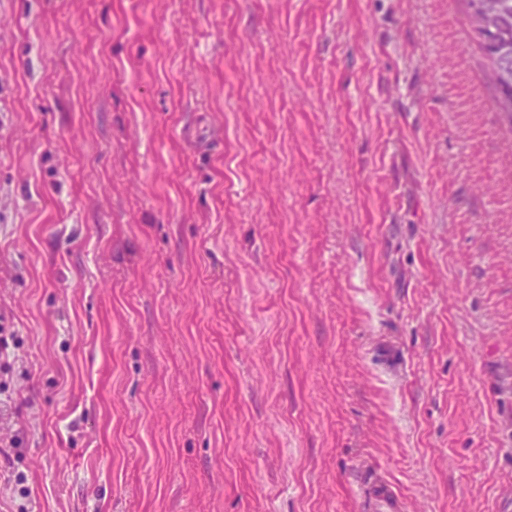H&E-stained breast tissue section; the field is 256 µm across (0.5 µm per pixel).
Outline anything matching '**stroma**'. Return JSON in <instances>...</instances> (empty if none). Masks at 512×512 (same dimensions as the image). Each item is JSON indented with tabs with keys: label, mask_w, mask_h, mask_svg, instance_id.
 Wrapping results in <instances>:
<instances>
[{
	"label": "stroma",
	"mask_w": 512,
	"mask_h": 512,
	"mask_svg": "<svg viewBox=\"0 0 512 512\" xmlns=\"http://www.w3.org/2000/svg\"><path fill=\"white\" fill-rule=\"evenodd\" d=\"M466 0H0V512H512V127ZM375 512H401L403 503L399 497L386 487H378L372 492Z\"/></svg>",
	"instance_id": "35a3bbf8"
}]
</instances>
